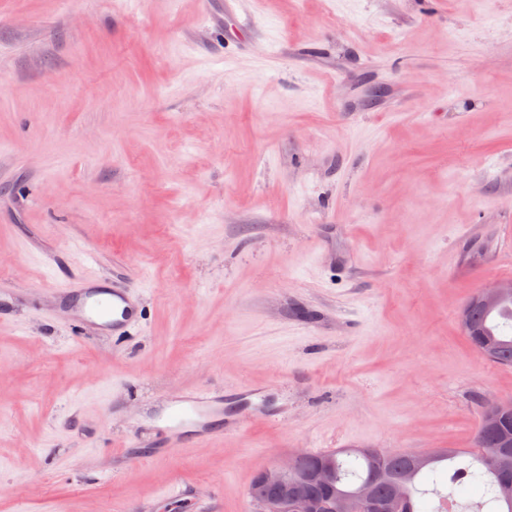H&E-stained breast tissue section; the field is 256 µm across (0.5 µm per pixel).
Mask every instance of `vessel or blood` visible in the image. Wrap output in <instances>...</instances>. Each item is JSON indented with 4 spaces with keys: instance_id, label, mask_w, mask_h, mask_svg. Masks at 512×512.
Returning a JSON list of instances; mask_svg holds the SVG:
<instances>
[{
    "instance_id": "obj_1",
    "label": "vessel or blood",
    "mask_w": 512,
    "mask_h": 512,
    "mask_svg": "<svg viewBox=\"0 0 512 512\" xmlns=\"http://www.w3.org/2000/svg\"><path fill=\"white\" fill-rule=\"evenodd\" d=\"M56 302L79 326L99 334L118 337L139 323L140 295L134 285H116L104 290L96 277H80L51 290ZM155 417L164 440L155 454L164 457L189 442H201L237 431L238 425L224 420V392L220 389L189 388L167 394Z\"/></svg>"
}]
</instances>
